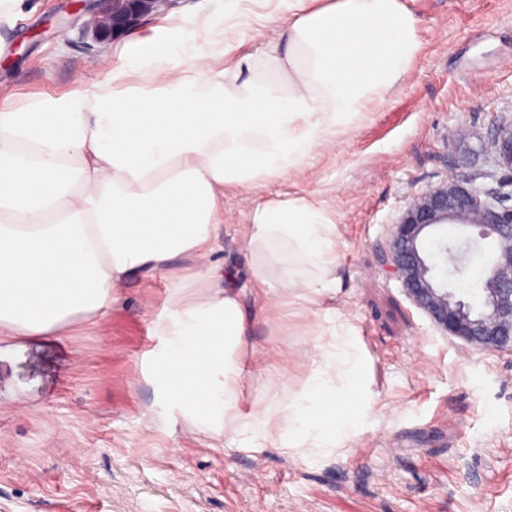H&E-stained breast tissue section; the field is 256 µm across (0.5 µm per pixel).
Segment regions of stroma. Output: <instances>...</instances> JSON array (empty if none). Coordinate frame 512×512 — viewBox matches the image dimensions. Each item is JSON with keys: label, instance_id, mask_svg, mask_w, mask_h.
Listing matches in <instances>:
<instances>
[{"label": "stroma", "instance_id": "1", "mask_svg": "<svg viewBox=\"0 0 512 512\" xmlns=\"http://www.w3.org/2000/svg\"><path fill=\"white\" fill-rule=\"evenodd\" d=\"M420 51L387 102L303 169L250 192H224L214 258L235 288L251 261L235 231L252 201L307 194L336 218L342 288L325 310L347 317L369 356L373 414L344 453L301 457L278 447L228 448L153 377L158 331L176 293L203 294L183 255L132 277L108 317L58 336L0 341V512H512V350L444 336L405 294L387 258L394 224L450 174L495 187L490 134L512 122V0H409ZM69 0H26L0 16V92L17 102L93 89L106 78L85 19L56 33ZM234 0H173L140 28L166 24L216 57L264 56L267 35L232 25ZM258 358L288 349L296 377L316 355L311 320L274 322L244 295Z\"/></svg>", "mask_w": 512, "mask_h": 512}]
</instances>
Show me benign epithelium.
I'll use <instances>...</instances> for the list:
<instances>
[{"label": "benign epithelium", "instance_id": "1", "mask_svg": "<svg viewBox=\"0 0 512 512\" xmlns=\"http://www.w3.org/2000/svg\"><path fill=\"white\" fill-rule=\"evenodd\" d=\"M168 4L169 0H73L71 12L91 16L85 33L102 44L135 32ZM490 147L497 166L511 180L483 190L470 181L451 177L410 203L394 225L390 271L446 335L486 350H500L512 349V206L503 203L506 193L502 192L512 186V122L498 127ZM469 215L479 217L478 240L494 245L493 278L484 288L483 307L477 312L461 306L436 280L424 246L443 225Z\"/></svg>", "mask_w": 512, "mask_h": 512}]
</instances>
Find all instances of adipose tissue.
<instances>
[{
    "label": "adipose tissue",
    "instance_id": "obj_1",
    "mask_svg": "<svg viewBox=\"0 0 512 512\" xmlns=\"http://www.w3.org/2000/svg\"><path fill=\"white\" fill-rule=\"evenodd\" d=\"M261 58L212 65L163 26L104 55L91 90L20 105L0 95V338L54 335L103 321L125 283L192 254L204 295L177 301L157 373L171 403L222 426L227 445L278 444L327 457L374 411L363 342L347 318L320 316L341 288L337 224L310 196L259 202L238 232L249 291L271 308L315 315L318 360L277 413L240 397L266 367L246 336L238 290L214 260L224 190L302 170L385 103L418 55L407 0H274Z\"/></svg>",
    "mask_w": 512,
    "mask_h": 512
}]
</instances>
